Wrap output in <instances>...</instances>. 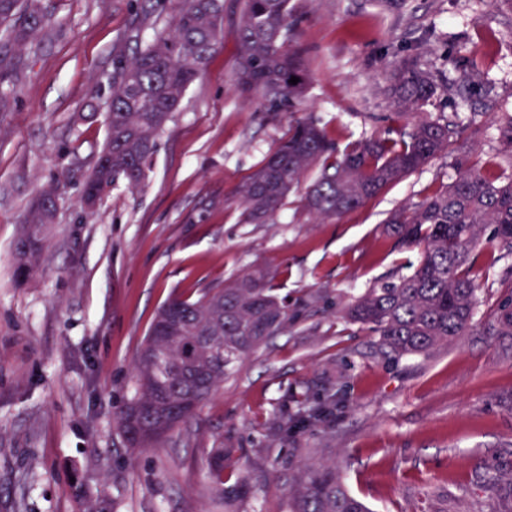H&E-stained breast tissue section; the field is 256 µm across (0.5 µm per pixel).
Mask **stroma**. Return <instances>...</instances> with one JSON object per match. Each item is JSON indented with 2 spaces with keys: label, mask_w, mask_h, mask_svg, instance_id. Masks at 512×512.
I'll list each match as a JSON object with an SVG mask.
<instances>
[{
  "label": "stroma",
  "mask_w": 512,
  "mask_h": 512,
  "mask_svg": "<svg viewBox=\"0 0 512 512\" xmlns=\"http://www.w3.org/2000/svg\"><path fill=\"white\" fill-rule=\"evenodd\" d=\"M43 38L22 48L0 112V512H291L309 468L333 465L372 512H512V336L495 311L512 256L481 258L470 328L426 354H384L342 311L408 273L388 213L459 175L458 155L498 145L512 111L507 0H293L309 74L294 108L268 112L235 84L241 0H224L221 41L157 141L143 186L117 181L95 210L82 187L106 139L93 88H108L136 0H41ZM416 55L439 86L432 114L462 129L433 160L340 218L314 222L293 194L276 223L246 224L233 190L287 133L315 117L345 144L398 129L384 93ZM58 189L37 273L20 281L26 206ZM263 270L288 300L286 332L236 363L220 391L157 446L129 450L117 427L158 307ZM232 449L224 504L210 449Z\"/></svg>",
  "instance_id": "obj_1"
}]
</instances>
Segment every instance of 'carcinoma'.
I'll return each mask as SVG.
<instances>
[{"label": "carcinoma", "instance_id": "carcinoma-1", "mask_svg": "<svg viewBox=\"0 0 512 512\" xmlns=\"http://www.w3.org/2000/svg\"><path fill=\"white\" fill-rule=\"evenodd\" d=\"M126 36L131 56L112 60L106 100V164L92 171L84 198L100 195L122 178L138 187L146 178L157 138L178 111L188 86L205 69L220 42L224 0H176L173 24L148 41L163 0H138ZM40 0H0V112L12 103L11 78L23 65L16 49L44 36ZM294 25L292 0H243L238 31L237 85L257 92L268 110L279 112L301 101L308 75L301 49L288 45ZM299 78L295 85L291 77ZM387 93L399 115L412 123L343 148L312 118L288 129L272 153L235 189L246 224H272L303 177L318 170L304 197L317 220L336 219L377 196L388 185L449 153L461 134L444 116L425 107L438 86L417 57L406 56L389 72ZM500 150L478 162L456 159L460 174L449 186L393 211L385 234L401 247L421 249L418 265L396 282L368 289L346 317L379 336L396 356L425 354L470 326L476 306L471 269L488 246L512 254V114L497 120ZM42 204L25 210L15 245V274L26 280L53 223L58 195L52 188ZM288 303L268 287L265 274L247 272L197 299L173 298L157 311L137 359V391L120 410L118 426L130 448L164 440L224 383L226 368L267 338L288 328ZM499 334L512 336V303L498 308ZM211 476L224 499V449H212ZM292 512H369L350 494L334 467L317 466L293 490Z\"/></svg>", "mask_w": 512, "mask_h": 512}]
</instances>
